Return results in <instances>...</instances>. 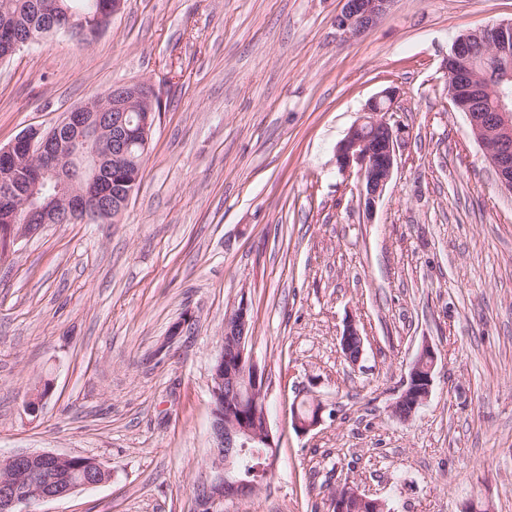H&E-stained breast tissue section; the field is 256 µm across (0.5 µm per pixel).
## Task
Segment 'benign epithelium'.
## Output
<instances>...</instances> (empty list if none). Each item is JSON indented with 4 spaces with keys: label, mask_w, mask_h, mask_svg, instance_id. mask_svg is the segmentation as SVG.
Returning a JSON list of instances; mask_svg holds the SVG:
<instances>
[{
    "label": "benign epithelium",
    "mask_w": 512,
    "mask_h": 512,
    "mask_svg": "<svg viewBox=\"0 0 512 512\" xmlns=\"http://www.w3.org/2000/svg\"><path fill=\"white\" fill-rule=\"evenodd\" d=\"M336 28L357 36L388 14L395 0H341ZM123 0H97L93 22L85 25L84 16L50 0L49 10L59 16L57 22L29 27L18 32L17 17H0V62L11 58L23 46L38 41L46 33L62 32L87 43L104 29ZM481 45L492 58L512 52V20L457 36L443 61L448 77V98L467 114L474 139L494 169L505 190L512 194V94L480 81L471 64L473 46ZM495 93L496 111L482 112L485 95ZM397 91L389 87L371 98L360 119L336 146L340 171L357 169L360 200L367 215H372L383 197L397 166L398 151L406 128L392 120ZM154 86L145 81L125 84L109 90L66 113L48 132L31 128L10 144L0 147V223L6 224L7 237L16 240L31 231L20 222L28 214H37L39 223L55 224L59 210L72 223H96L112 217L120 219L128 207L133 190L112 196V184H125L123 157L126 143L137 136L143 151L149 150L150 123L156 120ZM51 180L58 192L59 207H39L44 180ZM251 310L246 299L224 318V336L210 378L212 421L211 450L207 475L196 484L192 512H224L227 499H250L259 490V480L241 476L238 459L248 448H273L267 414L256 411L266 402L265 377L248 352ZM360 331L346 324L340 337L344 357L352 364L361 359L353 353ZM436 352L424 342L414 361L409 380L392 405L409 403L410 413L423 404L433 384ZM49 384L38 385L28 395L26 407L35 413L49 395ZM309 418L298 414L292 405V423L307 433L322 422L323 403H311ZM69 454L24 452L0 457V512H28L30 498L38 501L62 499L81 489L105 483L110 470L97 460L88 459L89 469L65 480L44 479V474L65 466ZM346 493H335L336 512H386L385 501L373 498L346 484Z\"/></svg>",
    "instance_id": "1"
}]
</instances>
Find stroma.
<instances>
[{
  "instance_id": "obj_1",
  "label": "stroma",
  "mask_w": 512,
  "mask_h": 512,
  "mask_svg": "<svg viewBox=\"0 0 512 512\" xmlns=\"http://www.w3.org/2000/svg\"><path fill=\"white\" fill-rule=\"evenodd\" d=\"M341 7L125 0L90 44L54 33L0 62L2 147L118 85L151 82L161 100L120 223L45 224L0 251V456L112 470L36 512H191L211 368L243 299L277 455L224 512H332L347 482L391 512L476 497L512 512V194L442 68L457 35L511 20L512 0H395L354 37L335 26ZM390 86L409 135L369 216L336 146ZM425 341L431 393L402 421L391 405ZM300 394L326 406L306 434ZM358 328L350 321L346 324V327L340 337V345L343 352L344 357L351 363L355 364L361 359L363 354L362 346L359 347V353L353 354V343L355 340H360L362 338V342L364 345V338L361 336ZM320 402V403H319ZM313 413L310 418H301L298 414V403L294 402V404L291 407L292 411V423L294 428L297 429V432L300 433H307L310 430L316 428L323 420L322 415L325 410L324 404L316 400V402L310 403Z\"/></svg>"
}]
</instances>
